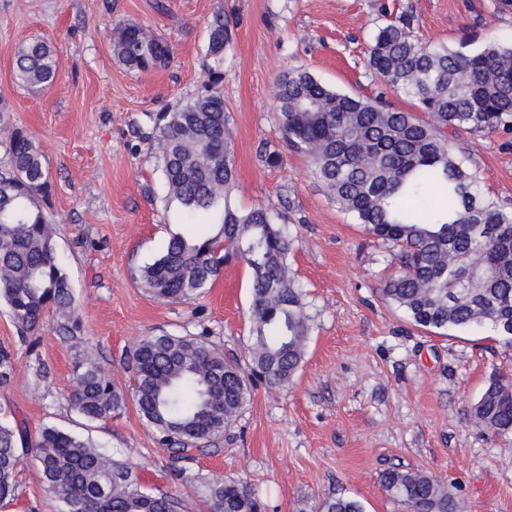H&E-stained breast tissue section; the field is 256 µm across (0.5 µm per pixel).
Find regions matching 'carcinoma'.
<instances>
[{
  "label": "carcinoma",
  "mask_w": 512,
  "mask_h": 512,
  "mask_svg": "<svg viewBox=\"0 0 512 512\" xmlns=\"http://www.w3.org/2000/svg\"><path fill=\"white\" fill-rule=\"evenodd\" d=\"M231 40L224 11L207 23L210 85L173 112L155 118L158 159L169 194L190 223L222 207L216 230L173 235L165 251L140 270L152 296L186 301L206 293L224 267L251 271V375L271 388L292 380L304 360L309 319L291 277L292 236L263 207L234 209L229 191L236 166L224 112V50ZM116 51L131 69L169 64L168 45L137 24L116 25ZM368 69L393 90L417 101L421 113L333 90L310 72L292 69L276 83L286 146L307 155L313 179L374 238L398 249L399 270L384 298L425 330L490 327L512 346V211L486 196L476 168L462 156L463 136L512 128V44L489 41L480 50L434 49L414 39L408 19L378 26ZM55 51L45 42L22 45L15 78L31 88L54 82ZM7 165L0 166V300L13 316L19 342L34 350L38 335L80 329L74 297L56 253L44 210L51 183L44 156L25 129L13 131ZM135 406L168 451L169 465L190 478L195 453L224 435L250 398L249 377L205 336H145L127 359ZM14 354L0 349V387L14 377ZM74 410L99 421L123 409L126 393L92 355L74 361ZM471 420L512 432V382L491 380L470 408ZM33 458L57 512H182L174 495L147 489L138 472L90 440L55 426L35 437L16 420H0V508L18 496V474ZM405 512H461L438 479L393 468L381 476ZM212 512H260L242 483L209 485ZM319 512H364L344 495L324 499Z\"/></svg>",
  "instance_id": "cac0c4a2"
}]
</instances>
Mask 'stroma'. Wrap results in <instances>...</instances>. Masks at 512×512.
I'll use <instances>...</instances> for the list:
<instances>
[{"instance_id": "stroma-1", "label": "stroma", "mask_w": 512, "mask_h": 512, "mask_svg": "<svg viewBox=\"0 0 512 512\" xmlns=\"http://www.w3.org/2000/svg\"><path fill=\"white\" fill-rule=\"evenodd\" d=\"M498 0H0V165L14 129L35 137L52 185L49 216L72 287L81 331L44 330L37 356L19 350L0 301V348L15 351V378L0 390V417L30 430L54 425L132 464L147 487L173 493L185 512H209L213 481L247 483L263 512H316L344 493L365 512H404L381 487L393 467L444 482L464 512H512V433L470 422L471 405L495 376L512 379V347L491 329L435 333L411 325L381 293L397 264L356 218L314 181L306 156L285 149L275 117L284 72L308 70L329 88L395 107L412 103L367 68L382 21L413 19L430 47L480 49L512 41V11ZM223 10L232 28L224 53V110L237 180L231 203L265 207L297 241L291 275L305 293L311 332L300 369L284 388L256 384L240 416L175 478L168 453L134 404L86 422L70 405L72 363L87 350L113 383L130 388L125 356L148 335H204L248 367L250 275L231 265L208 293L185 304L154 298L141 268L171 234L189 233L158 163L156 113L173 110L209 81L206 22ZM135 23L168 44V67L128 68L113 50L117 23ZM57 50L58 76L34 92L18 83V48ZM486 194L512 211V129L462 141ZM283 152L269 167L265 150ZM20 496L5 512H54L35 464L19 473Z\"/></svg>"}]
</instances>
